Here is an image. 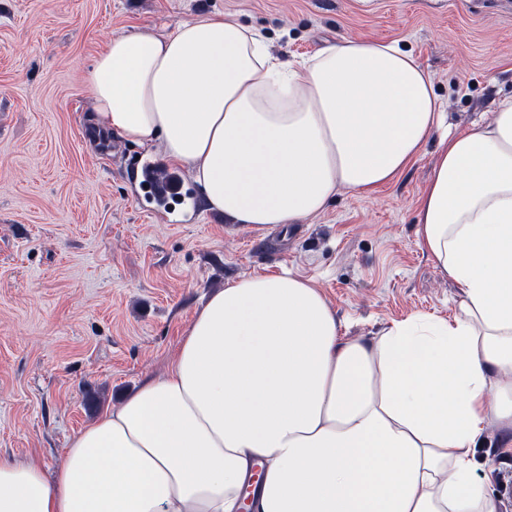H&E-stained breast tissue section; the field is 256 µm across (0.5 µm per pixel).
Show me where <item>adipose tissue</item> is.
<instances>
[{"label": "adipose tissue", "instance_id": "adipose-tissue-1", "mask_svg": "<svg viewBox=\"0 0 512 512\" xmlns=\"http://www.w3.org/2000/svg\"><path fill=\"white\" fill-rule=\"evenodd\" d=\"M85 83L101 130L160 141L250 230L390 184L443 121L395 43L345 38L295 64L231 14L113 37ZM417 222L461 289L452 318L348 339L310 280L241 277L53 475L0 458V512H498L472 450L488 424L512 430V97L441 139Z\"/></svg>", "mask_w": 512, "mask_h": 512}]
</instances>
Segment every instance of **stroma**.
Listing matches in <instances>:
<instances>
[{
  "label": "stroma",
  "mask_w": 512,
  "mask_h": 512,
  "mask_svg": "<svg viewBox=\"0 0 512 512\" xmlns=\"http://www.w3.org/2000/svg\"><path fill=\"white\" fill-rule=\"evenodd\" d=\"M224 13L291 61L344 38L398 42L454 133L512 96V0H0V457L53 474L71 436L159 375L207 297L245 275L314 280L350 339L453 315L461 290L416 226L438 136L391 184L287 228L244 230L201 204L172 224L138 204L126 158L163 148L94 135L86 74L111 37ZM503 439L489 425L474 457L512 512Z\"/></svg>",
  "instance_id": "stroma-1"
}]
</instances>
